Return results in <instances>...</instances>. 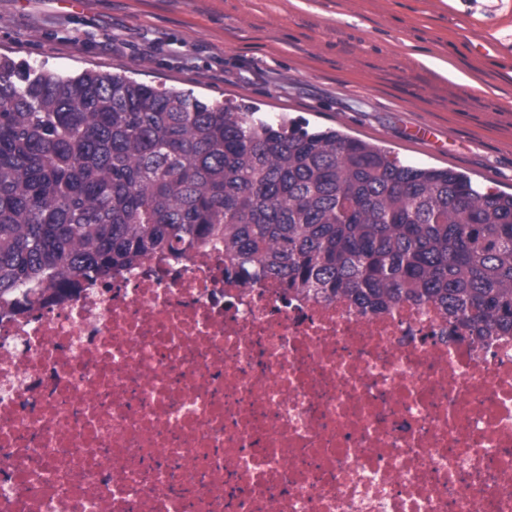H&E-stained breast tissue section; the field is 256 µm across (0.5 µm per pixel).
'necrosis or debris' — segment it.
Here are the masks:
<instances>
[{
  "instance_id": "obj_1",
  "label": "necrosis or debris",
  "mask_w": 512,
  "mask_h": 512,
  "mask_svg": "<svg viewBox=\"0 0 512 512\" xmlns=\"http://www.w3.org/2000/svg\"><path fill=\"white\" fill-rule=\"evenodd\" d=\"M0 512H512V336L156 254L0 311Z\"/></svg>"
}]
</instances>
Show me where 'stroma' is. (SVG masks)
Listing matches in <instances>:
<instances>
[{
    "label": "stroma",
    "mask_w": 512,
    "mask_h": 512,
    "mask_svg": "<svg viewBox=\"0 0 512 512\" xmlns=\"http://www.w3.org/2000/svg\"><path fill=\"white\" fill-rule=\"evenodd\" d=\"M0 0V54L117 73L259 117L333 127L401 161L512 193V0L494 20L465 0ZM438 55L484 92L417 57ZM430 125L437 136L413 140Z\"/></svg>",
    "instance_id": "obj_1"
}]
</instances>
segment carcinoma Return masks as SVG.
<instances>
[{
  "instance_id": "1",
  "label": "carcinoma",
  "mask_w": 512,
  "mask_h": 512,
  "mask_svg": "<svg viewBox=\"0 0 512 512\" xmlns=\"http://www.w3.org/2000/svg\"><path fill=\"white\" fill-rule=\"evenodd\" d=\"M209 243L240 277L512 336V194L94 69L0 56V308Z\"/></svg>"
}]
</instances>
